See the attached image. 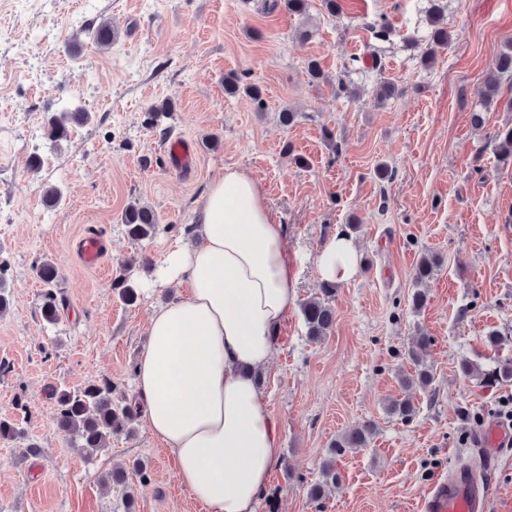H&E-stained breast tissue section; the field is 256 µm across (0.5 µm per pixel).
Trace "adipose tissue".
Listing matches in <instances>:
<instances>
[{
    "instance_id": "1",
    "label": "adipose tissue",
    "mask_w": 512,
    "mask_h": 512,
    "mask_svg": "<svg viewBox=\"0 0 512 512\" xmlns=\"http://www.w3.org/2000/svg\"><path fill=\"white\" fill-rule=\"evenodd\" d=\"M197 213L190 237L157 269L154 287L180 284L187 294L153 309L135 396L206 512H257L281 463L278 423L258 377L296 305V258L263 184L245 170L214 178ZM316 266L322 281L352 279L353 236L338 231Z\"/></svg>"
}]
</instances>
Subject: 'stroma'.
Instances as JSON below:
<instances>
[{"mask_svg": "<svg viewBox=\"0 0 512 512\" xmlns=\"http://www.w3.org/2000/svg\"><path fill=\"white\" fill-rule=\"evenodd\" d=\"M444 3L452 40L427 67L429 0H341L333 15L308 0L302 16L269 10L266 0H0V70L12 76L0 88V277L9 295L0 312V420L16 428L0 440V512H203L144 420L88 459L54 424V395L106 376L114 400L130 399L149 313L185 295L147 284L227 168L260 178L286 225L299 301L319 294L315 258L336 231L355 225L362 259L336 287V321L323 340L307 337L297 309L281 328L262 381L282 463L258 512H416L433 480L458 464L493 484L488 512H512V447L487 463L473 443L501 419L512 383L459 370L465 360L512 357V165L498 162L492 140L512 125L503 106L512 85H502L501 104L481 107L496 57L512 46V0ZM104 18L116 31L109 49L76 39ZM381 20L383 40L373 30ZM375 55L382 70L371 67ZM312 59L325 81L309 77ZM230 72L263 88L264 110L225 94ZM343 74L358 98L337 94ZM383 80L397 93L380 103L374 88ZM166 99L162 126L196 151L185 172L146 125L148 108ZM77 107L90 122L54 143L50 116ZM285 109L296 114L287 127ZM383 164L389 177L378 173ZM51 185L62 192L54 207L44 200ZM134 199L156 215L153 238L126 233L121 216ZM90 233L107 248L97 268L74 250ZM426 251L443 261L417 312L413 269ZM45 261L57 272L52 323L41 315ZM122 274L136 287L134 303L112 288ZM492 327L505 336L496 349L485 342ZM419 332L431 338L434 379L408 394L399 377L413 370L405 352ZM407 394L415 416L387 415L388 400ZM369 422L367 447L332 458L339 435ZM330 459L340 477L311 499ZM119 464L128 481L102 488Z\"/></svg>", "mask_w": 512, "mask_h": 512, "instance_id": "35a3bbf8", "label": "stroma"}]
</instances>
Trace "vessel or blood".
I'll return each mask as SVG.
<instances>
[{
    "label": "vessel or blood",
    "instance_id": "b4317fda",
    "mask_svg": "<svg viewBox=\"0 0 512 512\" xmlns=\"http://www.w3.org/2000/svg\"><path fill=\"white\" fill-rule=\"evenodd\" d=\"M79 261L87 267L100 266L105 250L95 234H88L77 243ZM485 454L512 445V428L489 422L477 438ZM490 498L489 486L471 472L458 469L435 480L420 504V512H485Z\"/></svg>",
    "mask_w": 512,
    "mask_h": 512
}]
</instances>
